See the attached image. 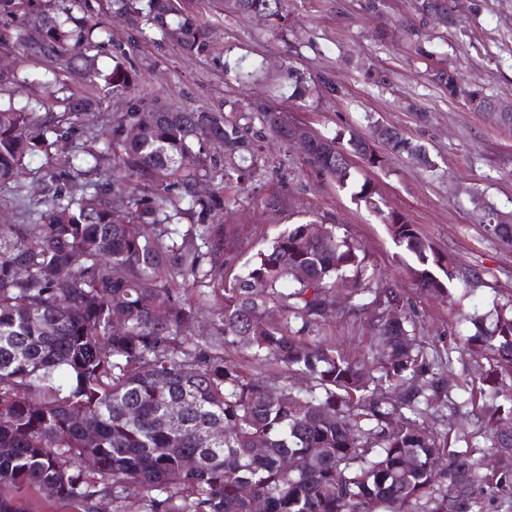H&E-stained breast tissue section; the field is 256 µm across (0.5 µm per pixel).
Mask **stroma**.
I'll list each match as a JSON object with an SVG mask.
<instances>
[{"label":"stroma","mask_w":512,"mask_h":512,"mask_svg":"<svg viewBox=\"0 0 512 512\" xmlns=\"http://www.w3.org/2000/svg\"><path fill=\"white\" fill-rule=\"evenodd\" d=\"M368 3L283 0L292 26L282 34L262 18L225 12L222 0H191L214 26L210 53L188 57L172 41L143 39L116 22L110 43L96 50L98 64L109 67L113 44L130 47L149 109L245 112L253 96L269 95L290 123L319 134L365 137L378 121L421 145L432 167L390 153L384 166L360 162L356 169L359 179L375 184L384 210L402 213L439 254L473 272L470 282L456 284L453 301L424 292L408 274L411 259L379 215L319 176L297 145L271 138L224 217L231 234L224 273L242 271L288 225L314 220L335 227L360 245L367 279L401 293L426 347L443 349L464 330L462 314L489 313L512 300V246L486 232L484 213L470 198L477 191L512 210V131L464 99L449 98L432 72L450 65L483 96L512 99V0H455L456 23L447 28L417 11L414 0H378L374 11ZM228 61L244 62L253 77L244 82L226 73ZM321 72L335 75L342 87L337 97H294L296 75ZM46 167L45 157L33 158L21 193L0 192L1 219H16L20 204L37 199ZM322 334L354 357L367 352L372 336L367 318L340 316Z\"/></svg>","instance_id":"35a3bbf8"}]
</instances>
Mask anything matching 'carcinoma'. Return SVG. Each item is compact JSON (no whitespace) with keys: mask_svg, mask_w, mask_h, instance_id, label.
Segmentation results:
<instances>
[{"mask_svg":"<svg viewBox=\"0 0 512 512\" xmlns=\"http://www.w3.org/2000/svg\"><path fill=\"white\" fill-rule=\"evenodd\" d=\"M83 2L0 0V51L53 58L77 79L128 96L108 139L90 127L96 98L0 102V189L20 188L26 158L73 143L48 162L41 198L20 221L0 224V512H28L34 495L71 512H93L102 499L112 512H253L255 500L263 512H472L477 488L512 497V301L498 306L492 329L475 311L474 334L429 354L401 297L363 286L360 247L313 222L288 226L241 274L224 278V207L251 179L249 128L219 109H144L121 45L105 73L86 55L105 28ZM225 4L288 31L279 0ZM107 6L144 35L176 36L185 55L211 51L210 25L186 0ZM418 9L452 15L448 0H418ZM33 28L37 44L23 38ZM434 79L475 111H494L453 68L434 70ZM296 91L301 99L339 87L317 74ZM252 111L288 140L281 108L257 99ZM386 131L390 153L433 166L421 146ZM317 139L308 165L354 188L414 259L421 285L451 297L462 269L356 178L353 158L385 163L371 141ZM79 179L76 196L70 184ZM204 182L211 190L200 193ZM472 201L487 231L512 244V223L497 222L503 211L476 193ZM339 283L348 289L344 314L385 307L362 358L319 336L336 316ZM455 353L488 368L453 384ZM297 375L306 380L299 390ZM456 397L480 405L497 454L490 470L438 414ZM452 438L466 450L450 448Z\"/></svg>","mask_w":512,"mask_h":512,"instance_id":"cac0c4a2","label":"carcinoma"}]
</instances>
